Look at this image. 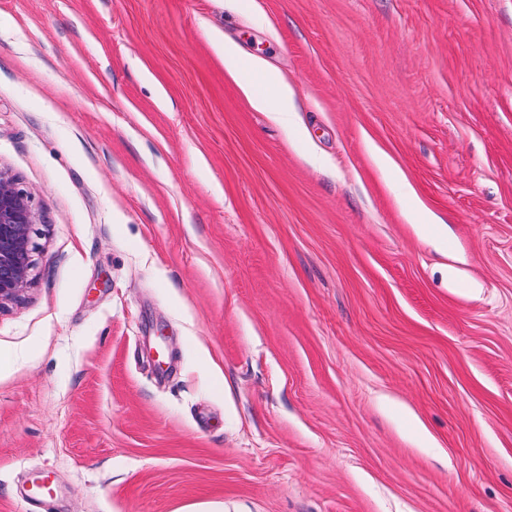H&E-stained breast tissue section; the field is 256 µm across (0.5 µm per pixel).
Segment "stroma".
Listing matches in <instances>:
<instances>
[{
	"instance_id": "1",
	"label": "stroma",
	"mask_w": 512,
	"mask_h": 512,
	"mask_svg": "<svg viewBox=\"0 0 512 512\" xmlns=\"http://www.w3.org/2000/svg\"><path fill=\"white\" fill-rule=\"evenodd\" d=\"M0 170V512H512V0H0ZM217 52L224 57V68L237 81L240 89L259 112H272L284 123L292 121L294 91L291 85L265 63L244 57L238 47L219 40ZM38 221L28 193L0 170V311L27 289L34 266L31 233Z\"/></svg>"
}]
</instances>
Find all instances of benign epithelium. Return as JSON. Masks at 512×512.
Segmentation results:
<instances>
[{
    "mask_svg": "<svg viewBox=\"0 0 512 512\" xmlns=\"http://www.w3.org/2000/svg\"><path fill=\"white\" fill-rule=\"evenodd\" d=\"M38 221L28 193L0 173V310L21 299L29 283Z\"/></svg>",
    "mask_w": 512,
    "mask_h": 512,
    "instance_id": "benign-epithelium-1",
    "label": "benign epithelium"
}]
</instances>
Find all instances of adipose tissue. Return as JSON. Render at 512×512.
Returning a JSON list of instances; mask_svg holds the SVG:
<instances>
[{
	"instance_id": "obj_1",
	"label": "adipose tissue",
	"mask_w": 512,
	"mask_h": 512,
	"mask_svg": "<svg viewBox=\"0 0 512 512\" xmlns=\"http://www.w3.org/2000/svg\"><path fill=\"white\" fill-rule=\"evenodd\" d=\"M216 49L224 59V67L237 81L252 107L260 112H270L282 122H290L294 107L291 85L265 63L244 57L238 47L220 40Z\"/></svg>"
}]
</instances>
